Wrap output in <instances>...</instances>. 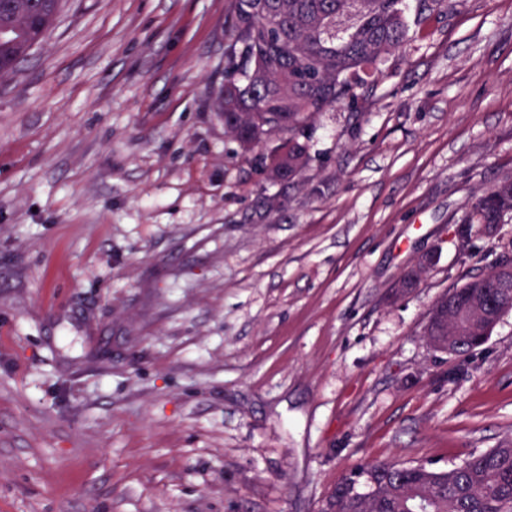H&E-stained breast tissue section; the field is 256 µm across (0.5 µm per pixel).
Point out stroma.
I'll use <instances>...</instances> for the list:
<instances>
[{
	"label": "stroma",
	"instance_id": "stroma-1",
	"mask_svg": "<svg viewBox=\"0 0 512 512\" xmlns=\"http://www.w3.org/2000/svg\"><path fill=\"white\" fill-rule=\"evenodd\" d=\"M405 5L272 184L215 109L230 0H66L0 83V512H321L353 466L512 436V313L465 357L422 336L512 243L451 226L512 170V0Z\"/></svg>",
	"mask_w": 512,
	"mask_h": 512
}]
</instances>
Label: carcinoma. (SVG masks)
I'll return each instance as SVG.
<instances>
[{"instance_id":"obj_1","label":"carcinoma","mask_w":512,"mask_h":512,"mask_svg":"<svg viewBox=\"0 0 512 512\" xmlns=\"http://www.w3.org/2000/svg\"><path fill=\"white\" fill-rule=\"evenodd\" d=\"M224 89L216 111L239 146H265L262 171L270 181L294 179L311 157L300 141L319 115L358 108L382 79L390 58L404 51L408 25L403 0H231ZM64 0H0V81L12 78L34 44L44 41ZM454 0H418L419 17L440 16ZM453 223L467 225L465 238L485 229L495 234L512 224V171L468 201ZM512 249L486 271H468L461 285L439 295L426 314L423 336H463L453 354L478 344L471 315L481 309L512 311V288H489ZM429 267L416 262L395 283L419 286ZM432 498V512H512V438L446 469L426 463L361 464L329 492L322 512H409V500Z\"/></svg>"}]
</instances>
